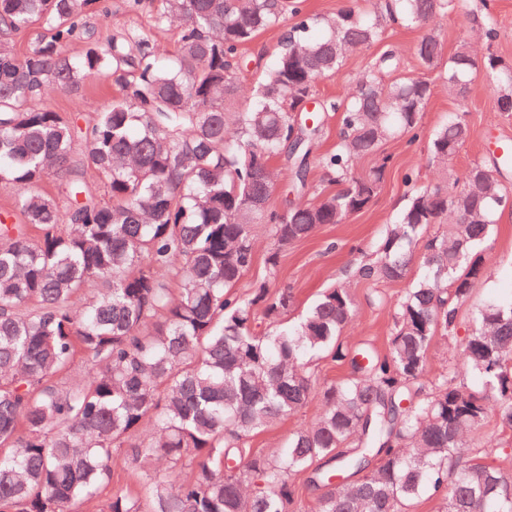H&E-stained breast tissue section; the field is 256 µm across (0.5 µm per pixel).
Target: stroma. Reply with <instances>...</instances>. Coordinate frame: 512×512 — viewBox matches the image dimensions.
I'll use <instances>...</instances> for the list:
<instances>
[{"instance_id":"1","label":"stroma","mask_w":512,"mask_h":512,"mask_svg":"<svg viewBox=\"0 0 512 512\" xmlns=\"http://www.w3.org/2000/svg\"><path fill=\"white\" fill-rule=\"evenodd\" d=\"M474 10L490 12L496 19L497 34L486 39L471 29L466 15L458 14L435 19L428 28L406 29L389 23L386 29L388 43L394 45L404 61L407 75L429 80L435 86L428 102L420 139L416 144L396 139L387 142L380 156H370L358 161L357 173L364 174L379 164L381 156H388L386 176L377 198L368 207L350 215L340 224H324L315 233L283 250L279 258L276 276H269L266 259L274 246L266 229H259L254 246V261L250 270L238 285L239 292H250L260 283H267L270 291L288 289L295 304L286 319L296 323L315 302L320 293L337 284H345L354 301V317L344 329L339 341L345 346L361 343L373 344L385 350L391 328L393 303L412 287L421 276L418 260H411L406 277L397 282H376L359 278L356 265L362 257L371 256L372 250L387 224L407 204V192L403 178L408 170H416L420 181L433 178L429 163L428 144L436 127L447 121L457 107V101L443 86L440 69L422 67L416 58V48L427 31H434L443 40V59H450L461 40H468L477 61L488 55L498 56L504 63L512 64V0H471ZM100 37H107L116 30L139 29L150 34L167 47H174L178 33L173 29L155 28L149 10L131 12L125 9L123 0H105L97 6L89 19ZM375 48H368L350 55L337 75L323 79L316 86V98L323 101L345 95L356 77L364 69ZM111 82L103 78L86 81L79 91L51 96L45 105L56 112L76 117H86L89 101L105 104L111 101ZM467 119L473 130L448 164L449 185L463 181L468 168L489 157L490 141L498 137L512 139V115L504 116L497 110L496 95L483 79H475L468 91ZM485 273L476 282L468 300L459 309V336H466L475 312L492 300L512 299V223L495 221L484 244ZM317 411L316 403H309L275 426L261 431L249 440L254 450L263 452L282 445L288 436L308 423Z\"/></svg>"}]
</instances>
